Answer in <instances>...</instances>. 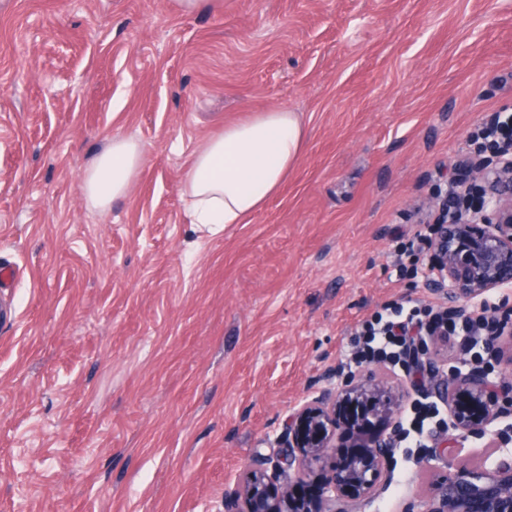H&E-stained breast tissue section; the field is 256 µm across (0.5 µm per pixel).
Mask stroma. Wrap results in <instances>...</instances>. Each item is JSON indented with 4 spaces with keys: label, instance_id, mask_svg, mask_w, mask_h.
I'll return each mask as SVG.
<instances>
[{
    "label": "stroma",
    "instance_id": "1",
    "mask_svg": "<svg viewBox=\"0 0 512 512\" xmlns=\"http://www.w3.org/2000/svg\"><path fill=\"white\" fill-rule=\"evenodd\" d=\"M0 0V512H218L383 307L425 315L416 212L512 111V0ZM307 142L250 223H192L182 172L255 111ZM127 196L80 189L115 129ZM400 443L377 512L428 493Z\"/></svg>",
    "mask_w": 512,
    "mask_h": 512
}]
</instances>
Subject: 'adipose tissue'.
Wrapping results in <instances>:
<instances>
[{"label":"adipose tissue","instance_id":"ef3b65f1","mask_svg":"<svg viewBox=\"0 0 512 512\" xmlns=\"http://www.w3.org/2000/svg\"><path fill=\"white\" fill-rule=\"evenodd\" d=\"M305 147L296 113L263 109L200 142L183 172V195L197 224H246L276 195ZM143 162L134 138L113 133L85 169L81 191L95 208H110L136 182Z\"/></svg>","mask_w":512,"mask_h":512}]
</instances>
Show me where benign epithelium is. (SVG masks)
<instances>
[{
	"label": "benign epithelium",
	"mask_w": 512,
	"mask_h": 512,
	"mask_svg": "<svg viewBox=\"0 0 512 512\" xmlns=\"http://www.w3.org/2000/svg\"><path fill=\"white\" fill-rule=\"evenodd\" d=\"M480 205L460 220H440L422 248L425 284L469 316L498 319L491 354L502 358L501 337L512 341V308H486L485 296L512 288V149L476 167ZM448 327L416 338L410 379L390 380L377 366L317 389L288 413L282 430L257 454L238 481L224 489L221 512H366L388 488L400 439L401 407L413 392L427 391L446 408L441 451L419 461L446 472L432 491L402 512H512V438L497 422L512 416V368L498 374L457 358L448 364ZM471 438L491 449L474 467L456 466L448 445ZM309 483L313 498L298 487Z\"/></svg>",
	"instance_id": "obj_1"
}]
</instances>
